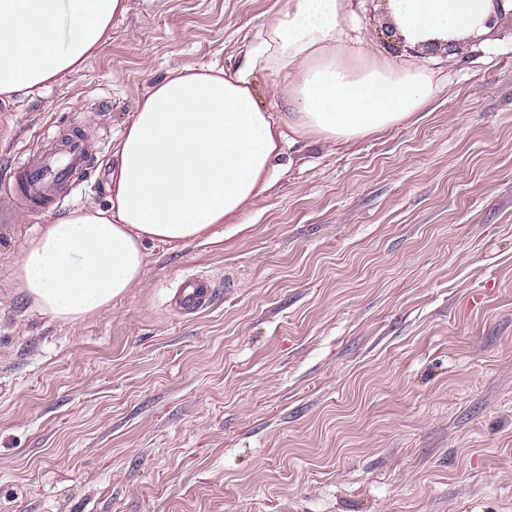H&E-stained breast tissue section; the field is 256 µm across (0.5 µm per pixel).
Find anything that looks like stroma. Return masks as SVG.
Masks as SVG:
<instances>
[{
  "instance_id": "stroma-1",
  "label": "stroma",
  "mask_w": 512,
  "mask_h": 512,
  "mask_svg": "<svg viewBox=\"0 0 512 512\" xmlns=\"http://www.w3.org/2000/svg\"><path fill=\"white\" fill-rule=\"evenodd\" d=\"M354 3L383 47V0ZM126 4L82 66L0 98V172L74 129L103 146L0 234V512H512V15L397 47L439 82L415 120L296 146L246 224L148 245L143 284L70 326L12 286L27 238L105 205L147 90L240 67L285 0ZM195 272L218 293L184 314Z\"/></svg>"
}]
</instances>
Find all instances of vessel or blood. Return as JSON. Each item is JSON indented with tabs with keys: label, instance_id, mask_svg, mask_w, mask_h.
I'll return each instance as SVG.
<instances>
[{
	"label": "vessel or blood",
	"instance_id": "1",
	"mask_svg": "<svg viewBox=\"0 0 512 512\" xmlns=\"http://www.w3.org/2000/svg\"><path fill=\"white\" fill-rule=\"evenodd\" d=\"M96 155L94 142L74 133L53 146H39L20 158L10 173L0 178V223L14 222L18 209L39 211L58 205L64 194L78 185ZM182 313L209 308L215 297L212 279L191 275L177 289Z\"/></svg>",
	"mask_w": 512,
	"mask_h": 512
}]
</instances>
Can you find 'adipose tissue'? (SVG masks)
<instances>
[{
    "mask_svg": "<svg viewBox=\"0 0 512 512\" xmlns=\"http://www.w3.org/2000/svg\"><path fill=\"white\" fill-rule=\"evenodd\" d=\"M348 0H286L244 68L170 71L139 103L113 149L103 207L37 226L12 283L32 309L76 325L140 285L147 244L186 245L242 224L301 142L347 143L409 120L436 92L427 70L355 48ZM492 0H386L410 44L487 34ZM121 0H0V95L50 83L100 48ZM285 74L288 116L261 105L252 75Z\"/></svg>",
    "mask_w": 512,
    "mask_h": 512,
    "instance_id": "ef3b65f1",
    "label": "adipose tissue"
}]
</instances>
